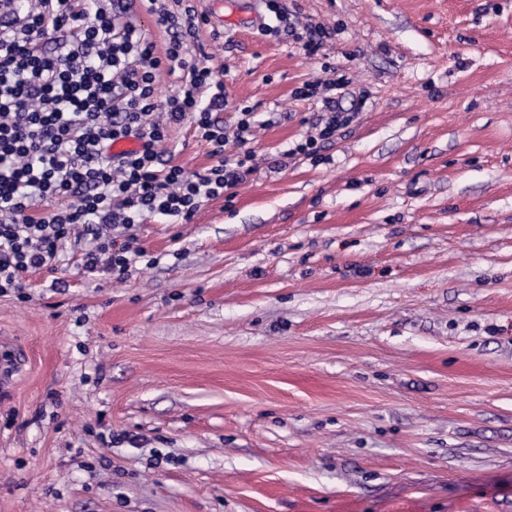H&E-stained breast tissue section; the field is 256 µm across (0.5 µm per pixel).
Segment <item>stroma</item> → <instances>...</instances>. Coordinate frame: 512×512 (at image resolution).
Returning a JSON list of instances; mask_svg holds the SVG:
<instances>
[{"instance_id":"35a3bbf8","label":"stroma","mask_w":512,"mask_h":512,"mask_svg":"<svg viewBox=\"0 0 512 512\" xmlns=\"http://www.w3.org/2000/svg\"><path fill=\"white\" fill-rule=\"evenodd\" d=\"M223 2L199 53L227 128L268 113L258 167L137 225L126 280L0 296V512H512V0H282L336 28L311 56ZM330 67L366 108L278 167Z\"/></svg>"}]
</instances>
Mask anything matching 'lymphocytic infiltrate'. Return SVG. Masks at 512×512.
<instances>
[{"label": "lymphocytic infiltrate", "mask_w": 512, "mask_h": 512, "mask_svg": "<svg viewBox=\"0 0 512 512\" xmlns=\"http://www.w3.org/2000/svg\"><path fill=\"white\" fill-rule=\"evenodd\" d=\"M12 2L0 0V294L24 292L32 273L57 270L71 239L83 245L84 273L126 279L146 255L132 233L145 218L184 223L210 200L235 198L258 166L250 142L262 115L240 107L231 132L216 120L228 104L224 82L195 53L208 17L186 0H144L165 35L161 47L126 0ZM263 4L273 21L262 34L288 32L307 53L336 34L290 23L279 0ZM169 76L177 92L158 100ZM347 85L341 76L294 90L319 111L286 158L322 162L346 134L366 102L361 95L341 107L334 93ZM187 120L211 147L214 162L201 173L165 160L161 149L170 128ZM127 137L139 149L110 155ZM231 140L238 150L229 154Z\"/></svg>", "instance_id": "obj_1"}]
</instances>
